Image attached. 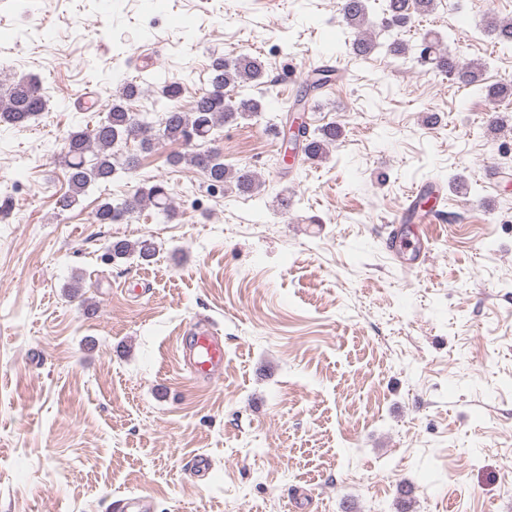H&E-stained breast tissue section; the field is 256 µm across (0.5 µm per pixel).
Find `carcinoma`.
Returning a JSON list of instances; mask_svg holds the SVG:
<instances>
[{
  "instance_id": "carcinoma-1",
  "label": "carcinoma",
  "mask_w": 512,
  "mask_h": 512,
  "mask_svg": "<svg viewBox=\"0 0 512 512\" xmlns=\"http://www.w3.org/2000/svg\"><path fill=\"white\" fill-rule=\"evenodd\" d=\"M370 2L341 0L339 5L346 25L357 31L350 45V53L356 57H367L379 51L391 55L406 53L408 45L401 39V32L412 15H428L436 7L435 0H382L380 19L375 23L370 18ZM374 26L385 34L384 41L372 36L370 28ZM485 26L497 44L504 49H512V21L487 16ZM417 62L488 99L499 102L512 99V81L484 85L481 66L460 62L443 37L436 33H425L421 37ZM331 72L332 69L327 66L316 68L314 79L303 88L299 99L324 88L330 82ZM248 83L256 86L266 84L265 68L258 58L248 54L231 59L217 57L210 64L209 89L196 97L190 111L184 112L171 106V102L181 96L182 84L167 79L159 82L155 112L162 113V117L158 128L154 127L155 112H135L131 109V103L144 95V89L135 82L125 84L114 98L105 120L90 130L81 129L68 134L65 164L69 190L59 197L57 208L61 211L70 209L89 185L112 179L119 168L126 172L136 169V156H126L119 167L112 152L116 145L129 139L138 142L143 151L152 149L159 139L195 145L197 149L192 152L170 155L169 163L173 166L184 163L196 167L209 182L221 188L229 185L246 194L260 192L263 183L252 169L225 165L217 148L199 149V146L215 140L214 133L220 127L240 119H255L265 111L261 100L236 92V88ZM47 105L48 100L37 82L31 79L15 81L0 93V124L20 126L45 111ZM342 135L343 128L338 123H329L312 131L304 130L301 133L304 156L309 160L323 157L328 147ZM149 206L165 222L176 217L167 185L158 180L150 186L137 188L123 198L100 204L94 214L95 223L118 224ZM107 254L111 260L135 256L141 262L149 263L156 255V245L150 238L135 242L120 239L108 246Z\"/></svg>"
}]
</instances>
